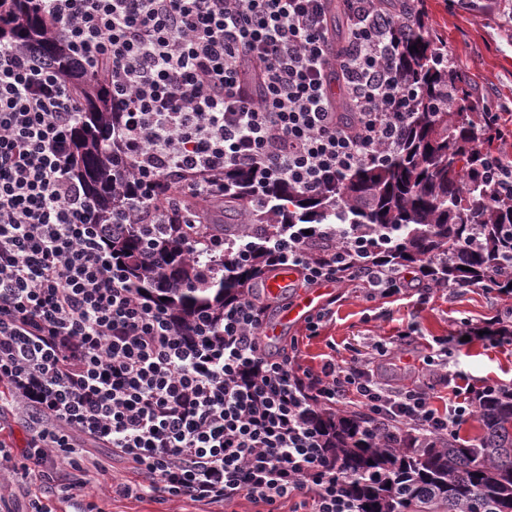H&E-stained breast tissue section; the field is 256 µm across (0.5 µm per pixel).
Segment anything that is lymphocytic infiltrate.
I'll use <instances>...</instances> for the list:
<instances>
[{"label": "lymphocytic infiltrate", "mask_w": 512, "mask_h": 512, "mask_svg": "<svg viewBox=\"0 0 512 512\" xmlns=\"http://www.w3.org/2000/svg\"><path fill=\"white\" fill-rule=\"evenodd\" d=\"M35 2L76 72L105 74L126 204L99 222L74 174L76 72L37 44L0 39V412L18 411L27 431L17 454L0 439V480L66 465L76 475L58 500L96 512L83 451L108 448L137 475L113 485L125 498L359 512L318 413L355 402L369 432L442 442L474 418L460 372L449 371L440 409L430 389L389 390L356 354L303 367L299 342L269 351L257 287L222 318L185 323L136 294L108 251L129 224L204 223L228 169H253L260 209L279 182L314 195L380 162L411 118L400 10L340 0V37L331 0ZM326 234L339 246L318 251L296 232L263 246L301 288L413 292L401 268L366 261L370 240Z\"/></svg>", "instance_id": "lymphocytic-infiltrate-1"}]
</instances>
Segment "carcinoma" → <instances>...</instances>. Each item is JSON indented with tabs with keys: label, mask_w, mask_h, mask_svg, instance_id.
Listing matches in <instances>:
<instances>
[{
	"label": "carcinoma",
	"mask_w": 512,
	"mask_h": 512,
	"mask_svg": "<svg viewBox=\"0 0 512 512\" xmlns=\"http://www.w3.org/2000/svg\"><path fill=\"white\" fill-rule=\"evenodd\" d=\"M0 21L1 37L38 42L67 68L66 47L33 0H0ZM446 54L448 46L429 18L414 12L413 28L400 47L414 89L413 118L401 146L382 162L356 169L314 196L282 181L257 212L249 207L254 174L230 170L224 172V207L241 223L173 224L165 236L144 224L127 225L109 247L124 260L131 288L183 320L200 309L220 318L224 304L269 277L265 252L257 246L248 261L229 270L216 263L202 278L184 254L185 241L203 253L212 229L223 230L228 240L299 228L313 234L326 224H343L373 239L370 261L417 267L432 284L487 282L512 297V271L502 269L503 261L512 259V199L481 204L489 154L476 151L473 141L478 136L487 141L492 132L483 130L465 105L448 110L456 70ZM76 93L82 102L72 139L76 174L98 217L109 219L120 202L112 178V156L120 147L113 135L116 117L99 76L87 75ZM148 247L161 253V264L143 263ZM473 401L482 435L473 443L450 436L446 446L430 440L394 448L387 438L368 433L359 414L320 413L318 422L329 433L336 461L351 476L361 512H512V388L487 385Z\"/></svg>",
	"instance_id": "1"
}]
</instances>
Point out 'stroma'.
I'll return each mask as SVG.
<instances>
[{
  "label": "stroma",
  "instance_id": "stroma-1",
  "mask_svg": "<svg viewBox=\"0 0 512 512\" xmlns=\"http://www.w3.org/2000/svg\"><path fill=\"white\" fill-rule=\"evenodd\" d=\"M414 6L429 16L447 42L472 96L490 101L499 112L508 131L500 148L512 153V27L504 25L495 8L464 10L456 0H415ZM329 294L336 299L334 314L318 336L307 337L304 325L299 324L288 326L273 341L280 347L301 340L303 366L316 368L326 358L346 357L355 350L369 358L374 378L389 389L429 383L440 390L443 382L423 359L444 340L451 369L465 373L472 388L486 384L512 387V345H491L471 333L487 319L512 312V299L497 291L453 294L435 288L422 303L407 296L370 301L342 285L332 286ZM389 342L394 345V356L378 354L377 344ZM92 454L113 460L107 474L90 476L93 486L101 490L96 501L105 512H256L255 505L246 501L230 509L114 498L113 484L133 479L134 473L126 463L113 459L110 449L96 448Z\"/></svg>",
  "mask_w": 512,
  "mask_h": 512
}]
</instances>
